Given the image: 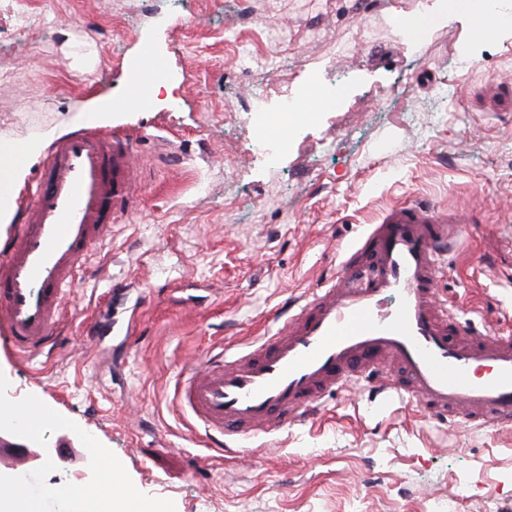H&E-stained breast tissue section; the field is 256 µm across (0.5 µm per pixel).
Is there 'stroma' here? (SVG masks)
Returning <instances> with one entry per match:
<instances>
[{
	"label": "stroma",
	"instance_id": "35a3bbf8",
	"mask_svg": "<svg viewBox=\"0 0 512 512\" xmlns=\"http://www.w3.org/2000/svg\"><path fill=\"white\" fill-rule=\"evenodd\" d=\"M239 2L0 0V143L77 130L125 96L143 45L168 60L149 110L97 123L130 139L136 204L93 247L54 346L29 361L0 336L6 401L54 405L27 443L63 451L11 483H74L102 500L118 478L160 512H512V428L437 424L359 385L326 396L315 426L222 460L177 410L184 371L218 344L266 335L271 311L335 276L344 249L398 202L464 219L437 287L487 331L512 332V112L486 107L512 87V38H473L452 17L408 41L387 9L424 0H249L236 28ZM314 73L337 90L334 106L281 112V95ZM260 93L266 132L286 150L252 148ZM49 153L29 159L0 244L17 235ZM93 323L115 329L94 344Z\"/></svg>",
	"mask_w": 512,
	"mask_h": 512
}]
</instances>
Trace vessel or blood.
<instances>
[{
	"mask_svg": "<svg viewBox=\"0 0 512 512\" xmlns=\"http://www.w3.org/2000/svg\"><path fill=\"white\" fill-rule=\"evenodd\" d=\"M166 70L143 51L112 109L147 106V90ZM135 202L127 137L86 125L54 144L16 239L0 246V323L16 355L50 350L91 248ZM455 222L406 203L367 225L344 250L336 279L272 313L271 336L230 359L206 354L181 376L174 399L190 429L217 455L240 456L258 435L309 425L323 397L351 381L388 403L414 401L443 424L512 426V336L479 329L435 288ZM52 416L47 401L16 410L33 432Z\"/></svg>",
	"mask_w": 512,
	"mask_h": 512,
	"instance_id": "b4317fda",
	"label": "vessel or blood"
}]
</instances>
